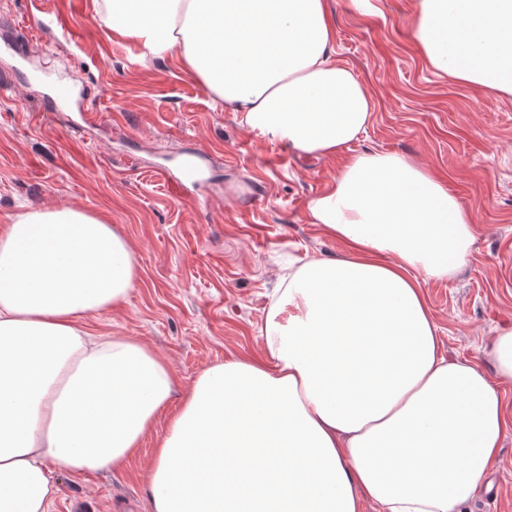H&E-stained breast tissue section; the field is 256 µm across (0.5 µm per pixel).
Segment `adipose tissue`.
<instances>
[{
    "label": "adipose tissue",
    "mask_w": 512,
    "mask_h": 512,
    "mask_svg": "<svg viewBox=\"0 0 512 512\" xmlns=\"http://www.w3.org/2000/svg\"><path fill=\"white\" fill-rule=\"evenodd\" d=\"M139 60L170 57L257 136L336 159L310 223L343 241L288 277L266 348L205 369L177 411L149 347L92 338L123 303L126 238L75 207L0 228V512H49L54 470L123 466L160 417L152 512H462L506 432L501 394L449 360L424 296L471 256L469 209L408 156L351 151L375 99L334 57L329 0H105ZM436 74L512 97V0H417Z\"/></svg>",
    "instance_id": "obj_1"
}]
</instances>
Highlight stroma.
Returning a JSON list of instances; mask_svg holds the SVG:
<instances>
[{"mask_svg":"<svg viewBox=\"0 0 512 512\" xmlns=\"http://www.w3.org/2000/svg\"><path fill=\"white\" fill-rule=\"evenodd\" d=\"M79 31L75 48L38 30L29 0H0V221L27 207L74 206L111 224L134 248L138 280L121 305L84 318L94 336L137 340L178 380L192 382L229 356L264 351L265 326L289 269L344 256L346 246L309 223L307 204L336 177L334 159H306L256 136L215 105L173 59L141 64L134 48L95 21L94 0H42ZM417 0H330L335 53L376 100L353 148L410 156L432 168L470 209L468 263L425 283L441 348L479 366L512 410V381L491 356L512 327V99L436 76L411 37ZM89 92L91 124L56 111V79ZM206 179L188 199L167 180L185 157ZM157 421L118 470L56 472L50 512H152L147 472ZM465 512H512V427L488 481Z\"/></svg>","mask_w":512,"mask_h":512,"instance_id":"1","label":"stroma"}]
</instances>
